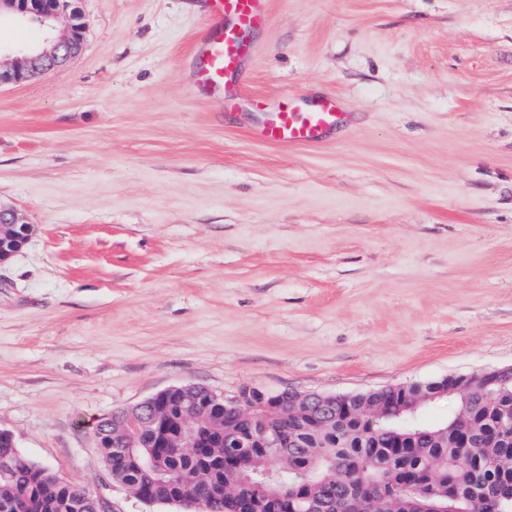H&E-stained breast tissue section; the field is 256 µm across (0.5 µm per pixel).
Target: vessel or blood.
Masks as SVG:
<instances>
[{
    "mask_svg": "<svg viewBox=\"0 0 512 512\" xmlns=\"http://www.w3.org/2000/svg\"><path fill=\"white\" fill-rule=\"evenodd\" d=\"M204 4L211 25L197 45L196 86L221 100L225 108L235 109L242 99L244 64L255 52L244 35L266 25L270 0H204ZM253 107L261 115L253 137L270 145H318L347 120L340 102L330 95L311 103L288 97L274 102L257 99Z\"/></svg>",
    "mask_w": 512,
    "mask_h": 512,
    "instance_id": "obj_1",
    "label": "vessel or blood"
}]
</instances>
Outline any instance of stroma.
Returning a JSON list of instances; mask_svg holds the SVG:
<instances>
[{
	"instance_id": "1",
	"label": "stroma",
	"mask_w": 512,
	"mask_h": 512,
	"mask_svg": "<svg viewBox=\"0 0 512 512\" xmlns=\"http://www.w3.org/2000/svg\"><path fill=\"white\" fill-rule=\"evenodd\" d=\"M85 47L0 86V429L146 504L91 422L165 388L355 394L512 366V0H272L243 96L346 130L252 139L192 90L201 0H78ZM252 105L261 113L253 138L270 145H319L347 120V112L331 95L311 103L284 97L274 102L257 99ZM32 233V225L14 210L0 206V265L19 252Z\"/></svg>"
}]
</instances>
